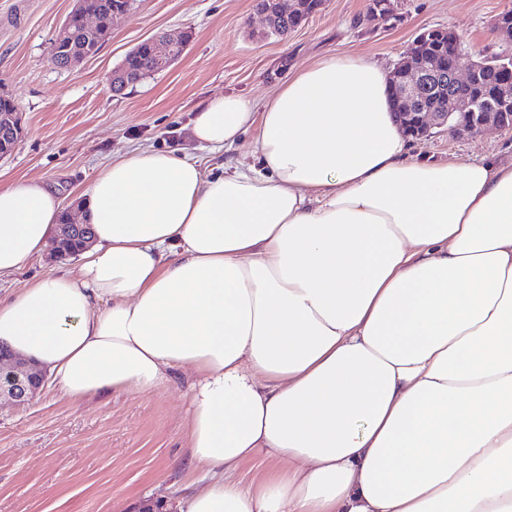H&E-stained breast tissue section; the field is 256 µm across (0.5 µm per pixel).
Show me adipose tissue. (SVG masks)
<instances>
[{
    "label": "adipose tissue",
    "instance_id": "obj_1",
    "mask_svg": "<svg viewBox=\"0 0 512 512\" xmlns=\"http://www.w3.org/2000/svg\"><path fill=\"white\" fill-rule=\"evenodd\" d=\"M188 130L214 153L253 133L258 162L113 158L78 272L0 299V343L73 402L189 370L208 482L181 512H512V160L414 154L364 56L208 98ZM61 213L46 182L0 187V278ZM258 457L287 467L237 480Z\"/></svg>",
    "mask_w": 512,
    "mask_h": 512
}]
</instances>
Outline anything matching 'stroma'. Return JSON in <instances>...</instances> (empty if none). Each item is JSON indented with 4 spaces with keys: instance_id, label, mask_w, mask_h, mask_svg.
Returning <instances> with one entry per match:
<instances>
[{
    "instance_id": "35a3bbf8",
    "label": "stroma",
    "mask_w": 512,
    "mask_h": 512,
    "mask_svg": "<svg viewBox=\"0 0 512 512\" xmlns=\"http://www.w3.org/2000/svg\"><path fill=\"white\" fill-rule=\"evenodd\" d=\"M368 5L327 0L305 25L268 37L254 0H136L95 56L64 69L52 63L51 50L75 0H0V92L14 99L24 125L14 152L0 159V186L41 178L68 206L113 155L141 147L186 152L217 173L253 163L248 135L218 155L195 147L187 125L199 102L217 94L271 95L289 72L329 53L367 56L389 70L433 28L462 35L464 71L479 52L502 43L491 22L512 0H399L398 18L389 22L369 19ZM164 33L188 34L182 56L115 93L113 68ZM415 147L436 161H505L512 158V130L457 137L436 128ZM79 266L74 258L41 255L0 280V297ZM190 384L177 370L154 392L77 405L48 384L32 403L1 408L0 512H114L118 499L133 510L149 498L175 506L192 479L181 465Z\"/></svg>"
}]
</instances>
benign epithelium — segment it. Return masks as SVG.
<instances>
[{
  "mask_svg": "<svg viewBox=\"0 0 512 512\" xmlns=\"http://www.w3.org/2000/svg\"><path fill=\"white\" fill-rule=\"evenodd\" d=\"M375 8L370 13L382 21L397 16V0H370ZM295 18L296 26L309 20L313 11L306 0H288V9H283L282 0H263L258 12L268 20V28L279 24L282 12ZM72 15L82 20L84 26L98 30L106 36L112 24L101 27L98 14L86 3L76 0ZM493 26L507 36L502 46L501 58L512 57V16H495ZM440 37L448 43L451 55L426 56L422 52L429 37ZM154 50L157 65L168 68L176 59L172 48L187 43V36H156L146 40ZM462 53L461 36L453 29H431L418 34L409 51L395 64L389 73L392 105L397 121L417 139L427 138L435 128L448 125L451 117L458 118L452 130L459 136L492 133L512 129V90L507 84L497 82V88L488 98L480 101L471 94L476 76L485 64L474 61L465 75L459 73V58ZM24 134L22 114L11 112L0 120V158L10 154L11 146ZM64 221L58 224L53 254L57 259L75 258L88 248L93 237L90 225L74 219L71 209L62 211ZM47 380L46 371L34 361L14 352L0 353V400L6 399L16 406L33 401Z\"/></svg>",
  "mask_w": 512,
  "mask_h": 512,
  "instance_id": "obj_1",
  "label": "benign epithelium"
}]
</instances>
